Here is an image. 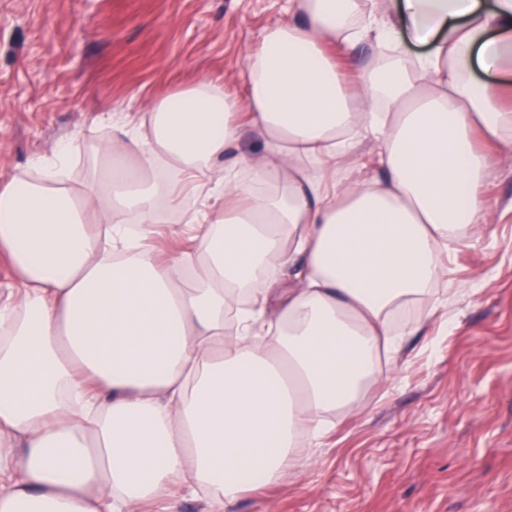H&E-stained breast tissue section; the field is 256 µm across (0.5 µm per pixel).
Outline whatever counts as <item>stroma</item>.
Returning a JSON list of instances; mask_svg holds the SVG:
<instances>
[{
    "label": "stroma",
    "instance_id": "1",
    "mask_svg": "<svg viewBox=\"0 0 512 512\" xmlns=\"http://www.w3.org/2000/svg\"><path fill=\"white\" fill-rule=\"evenodd\" d=\"M287 17L286 0H0V182L69 140L81 188L104 117L199 78L243 98L247 55ZM492 157L488 229L442 257L447 306L305 466L221 511L184 489L139 512H512V152Z\"/></svg>",
    "mask_w": 512,
    "mask_h": 512
}]
</instances>
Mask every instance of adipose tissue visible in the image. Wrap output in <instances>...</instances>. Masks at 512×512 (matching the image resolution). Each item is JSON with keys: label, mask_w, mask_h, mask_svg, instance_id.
<instances>
[{"label": "adipose tissue", "mask_w": 512, "mask_h": 512, "mask_svg": "<svg viewBox=\"0 0 512 512\" xmlns=\"http://www.w3.org/2000/svg\"><path fill=\"white\" fill-rule=\"evenodd\" d=\"M246 74L242 102L203 78L109 119L81 191L68 141L0 185V512H133L173 485L231 503L301 466L300 436L419 328L393 323L443 251L484 234L481 145L512 151V0H288ZM242 105L265 153L250 181L212 178ZM366 140L379 176L343 177ZM188 196L195 248L158 257L162 211Z\"/></svg>", "instance_id": "adipose-tissue-1"}]
</instances>
